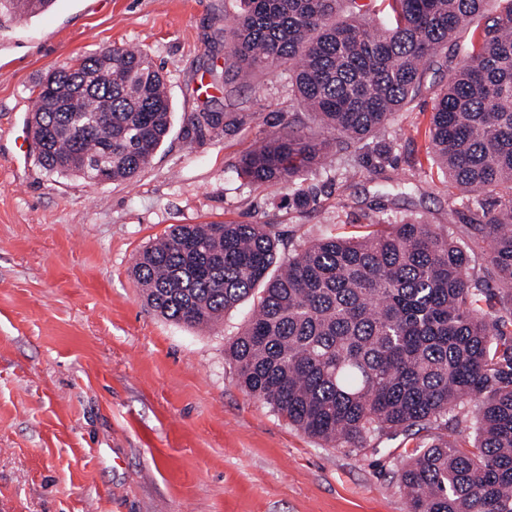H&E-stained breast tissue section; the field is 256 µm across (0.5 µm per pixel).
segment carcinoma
Masks as SVG:
<instances>
[{"instance_id": "obj_1", "label": "carcinoma", "mask_w": 512, "mask_h": 512, "mask_svg": "<svg viewBox=\"0 0 512 512\" xmlns=\"http://www.w3.org/2000/svg\"><path fill=\"white\" fill-rule=\"evenodd\" d=\"M227 57L249 80L284 72L304 108L359 145L418 96L427 71L462 33L465 64L437 87L426 154L457 191L454 214L486 244L472 249L407 221L357 237L326 235L285 254L271 224H183L145 248L132 275L164 318L207 327L250 298L257 307L225 353L237 382L331 448L384 436L446 432L400 474L409 512H512V0L476 24L488 0H371L391 20L373 27L357 0H234ZM48 71L36 85L34 135L49 174L91 183L136 177L170 130L166 79L142 49L112 46ZM194 130L224 126L207 107ZM332 142L299 131L266 140L239 163L249 183H280L307 210L304 176ZM392 146L369 159L378 173ZM499 191L494 204L482 194ZM496 287H490V282ZM473 421L476 451L456 432Z\"/></svg>"}]
</instances>
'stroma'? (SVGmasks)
I'll return each mask as SVG.
<instances>
[{
	"mask_svg": "<svg viewBox=\"0 0 512 512\" xmlns=\"http://www.w3.org/2000/svg\"><path fill=\"white\" fill-rule=\"evenodd\" d=\"M231 0H56L0 22V512H409L400 470L427 436L327 448L249 395L225 355L253 301L200 330L145 303L136 256L177 224H273L292 246L420 218L460 242L448 180L426 156L433 95L397 112L369 170L346 149L312 170L296 212L240 159L288 123L325 133L279 74L249 86L226 61ZM144 48L167 80V140L129 182L46 173L28 121L48 71L112 45ZM239 116L195 132L202 107Z\"/></svg>",
	"mask_w": 512,
	"mask_h": 512,
	"instance_id": "obj_1",
	"label": "stroma"
}]
</instances>
